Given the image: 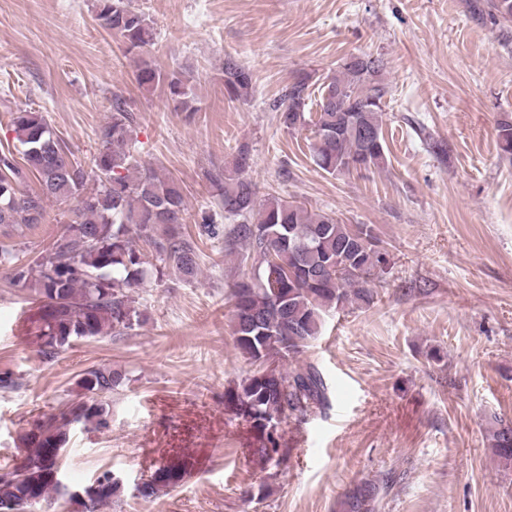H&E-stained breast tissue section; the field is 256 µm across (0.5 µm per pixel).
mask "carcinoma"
Segmentation results:
<instances>
[{"mask_svg":"<svg viewBox=\"0 0 512 512\" xmlns=\"http://www.w3.org/2000/svg\"><path fill=\"white\" fill-rule=\"evenodd\" d=\"M100 25L119 36L138 57L136 82L144 90L162 85L176 110L194 100L190 77L166 73L143 56L155 38L144 13L131 0H95ZM253 73L233 58L224 60V96L237 100L249 93ZM389 92L385 66L372 56L345 60L321 84L301 73L273 103L282 126L311 128L315 166L331 176L369 171L387 161L383 104ZM18 145L0 153V226L15 230L42 223L49 201L71 202L72 216L50 247L24 264L14 246L0 243V270L35 294L34 336L40 353L52 359L73 342L121 333L140 322L133 291L143 281L173 270L185 280L198 274L196 248L181 230L185 200L180 182L159 174L142 160L134 137V118L123 101L112 100L101 145L87 168L72 157L41 112L13 113ZM497 144L512 155V120L498 122ZM249 149L241 145L234 174H209L224 219L232 222L234 241L246 252L241 278L230 293L231 333L242 355L255 366L224 390V407L257 433L252 449L257 463L278 468L288 456L271 424L299 420L329 406L328 386L314 365L267 371L264 362L286 364L322 335L324 316L348 305L369 306L375 281L391 269L390 254L380 247L367 224H345L326 212H313L296 200L258 197L244 177L251 168ZM29 176L39 189L23 191ZM150 246L157 263L146 259ZM125 380L108 367L81 376L83 397L34 421L22 435L23 464L0 468V510L41 512L44 505L68 512H102L122 487L117 476L98 477L94 495L84 501L63 485L60 460L77 427L109 426L107 397ZM493 448L499 464L512 467V421L495 419ZM183 468L159 466L139 488L148 499L160 488L182 481ZM380 485L363 479L348 489L338 512H376Z\"/></svg>","mask_w":512,"mask_h":512,"instance_id":"1","label":"carcinoma"}]
</instances>
